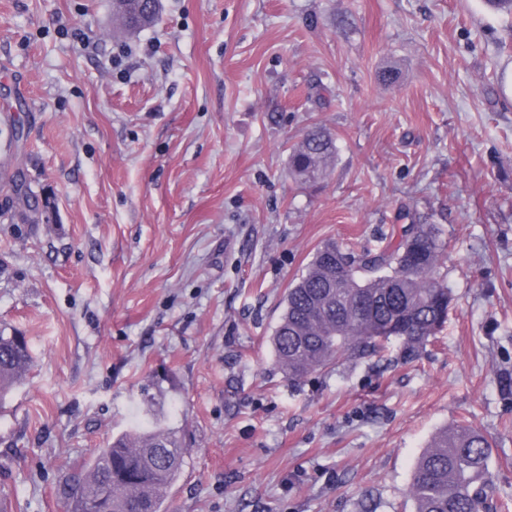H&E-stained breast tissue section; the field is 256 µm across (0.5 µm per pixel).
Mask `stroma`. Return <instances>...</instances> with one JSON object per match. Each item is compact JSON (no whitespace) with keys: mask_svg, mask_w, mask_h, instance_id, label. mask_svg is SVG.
Wrapping results in <instances>:
<instances>
[{"mask_svg":"<svg viewBox=\"0 0 512 512\" xmlns=\"http://www.w3.org/2000/svg\"><path fill=\"white\" fill-rule=\"evenodd\" d=\"M161 3L130 36L112 0H0V183L50 214L0 223V330L34 361L0 399V512H63L64 477L152 427L185 446L170 512H415L417 457L460 424L512 512V18ZM316 123L336 161L303 186L289 150ZM406 213L446 244L444 328L410 360L288 379L270 338L291 285Z\"/></svg>","mask_w":512,"mask_h":512,"instance_id":"obj_1","label":"stroma"}]
</instances>
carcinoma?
I'll return each mask as SVG.
<instances>
[{"mask_svg":"<svg viewBox=\"0 0 512 512\" xmlns=\"http://www.w3.org/2000/svg\"><path fill=\"white\" fill-rule=\"evenodd\" d=\"M159 10L146 0H112L116 28L131 34L153 26ZM336 159V138L313 125L291 147L289 170L304 183L328 174ZM0 217L29 221L39 211L34 195L20 198L12 212L9 191ZM392 241L376 249L344 254L334 243L318 249L307 272L288 288L286 306L272 336L278 367L290 379L367 353L379 354L399 341L405 359L442 329L453 302L439 276L445 244L431 224H401ZM25 337L0 331V392L29 370ZM177 431L149 429L112 438L74 472L62 489L65 512H95L108 501L112 512H169L168 492L184 465ZM490 444L472 425L440 433L420 455L409 494L416 512H473L491 485Z\"/></svg>","mask_w":512,"mask_h":512,"instance_id":"cac0c4a2","label":"carcinoma"}]
</instances>
